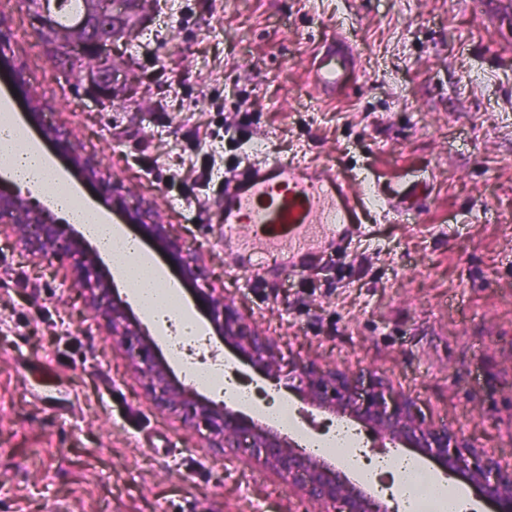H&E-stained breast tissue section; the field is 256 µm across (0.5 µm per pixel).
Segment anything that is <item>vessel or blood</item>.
<instances>
[{
    "label": "vessel or blood",
    "instance_id": "1",
    "mask_svg": "<svg viewBox=\"0 0 512 512\" xmlns=\"http://www.w3.org/2000/svg\"><path fill=\"white\" fill-rule=\"evenodd\" d=\"M356 66L350 44L342 37L334 39L314 69L315 88L336 92ZM227 181L224 236H245L266 246V253L249 267L257 276L274 264L303 269L312 253L340 247L371 214H402L431 194L430 183L424 180L404 191L379 190L370 197L359 178L340 168L288 158L245 160Z\"/></svg>",
    "mask_w": 512,
    "mask_h": 512
}]
</instances>
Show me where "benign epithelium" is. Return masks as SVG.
I'll list each match as a JSON object with an SVG mask.
<instances>
[{"instance_id":"1","label":"benign epithelium","mask_w":512,"mask_h":512,"mask_svg":"<svg viewBox=\"0 0 512 512\" xmlns=\"http://www.w3.org/2000/svg\"><path fill=\"white\" fill-rule=\"evenodd\" d=\"M57 3L58 0H23L39 23L43 41L52 48L74 47L81 55L91 45L103 59L105 47L132 33L148 0H85L83 11L67 28L57 23ZM70 163L89 179L104 185L100 197L103 207H118L119 189L99 165L83 155L75 141L70 142ZM0 217L11 223L22 251L70 267L82 291L86 311L107 321L108 335L113 344L127 352L131 372L145 381L161 409L180 416L189 427L204 425L210 447L248 449L258 464L320 505L322 512H389L364 485L353 482L325 459L307 454L275 427L208 401L179 381L143 323L126 313L117 292L106 288L105 281L98 277V252L74 232L72 225L57 218L54 209L41 204L30 190L22 189L2 170ZM129 222L139 226L142 236L155 240L166 250L180 266L184 278L202 282L198 292L214 334L243 361L275 382L285 381L288 389L318 408L354 418L392 442L419 449L448 474L473 485L485 500L512 506V467H502L469 445L457 431L428 426L419 417L411 397L394 390L375 374L368 385L360 387L344 371L319 369L298 356L281 355L274 341L251 327L224 297V289L210 286L203 259L184 253L179 239L171 235L151 205L131 213ZM109 293L110 308L101 304V298Z\"/></svg>"}]
</instances>
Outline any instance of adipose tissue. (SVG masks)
<instances>
[{
	"label": "adipose tissue",
	"mask_w": 512,
	"mask_h": 512,
	"mask_svg": "<svg viewBox=\"0 0 512 512\" xmlns=\"http://www.w3.org/2000/svg\"><path fill=\"white\" fill-rule=\"evenodd\" d=\"M0 168L18 182L40 190L53 186L60 176L42 145L17 119L12 102L7 98L0 99ZM83 226L87 235L110 256L113 267L131 287L146 317L175 312L182 318L187 331H199L197 320L178 295L162 287L163 269L121 225L109 223L104 215L96 213L84 219Z\"/></svg>",
	"instance_id": "ef3b65f1"
}]
</instances>
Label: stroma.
I'll return each mask as SVG.
<instances>
[{"mask_svg": "<svg viewBox=\"0 0 512 512\" xmlns=\"http://www.w3.org/2000/svg\"><path fill=\"white\" fill-rule=\"evenodd\" d=\"M480 0H153L112 44V96L74 54H48L19 0H0V97L71 135L122 186L112 223L154 205L214 287L282 354L375 373L421 418L512 465V14ZM360 69L318 95L336 33ZM214 162L189 166L196 133ZM330 163L399 190L413 211L364 225L306 273L257 280L224 240V175L245 151ZM158 164L146 171L144 160ZM212 167L211 181L200 171ZM70 268H43L0 229V512H318L243 448L160 410Z\"/></svg>", "mask_w": 512, "mask_h": 512, "instance_id": "35a3bbf8", "label": "stroma"}]
</instances>
